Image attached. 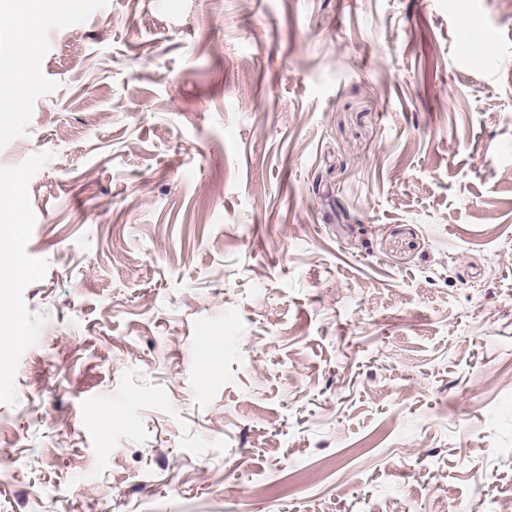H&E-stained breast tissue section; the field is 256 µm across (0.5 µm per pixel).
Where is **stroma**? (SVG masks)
Instances as JSON below:
<instances>
[{
    "label": "stroma",
    "instance_id": "35a3bbf8",
    "mask_svg": "<svg viewBox=\"0 0 512 512\" xmlns=\"http://www.w3.org/2000/svg\"><path fill=\"white\" fill-rule=\"evenodd\" d=\"M53 4L0 512L512 502V0Z\"/></svg>",
    "mask_w": 512,
    "mask_h": 512
}]
</instances>
